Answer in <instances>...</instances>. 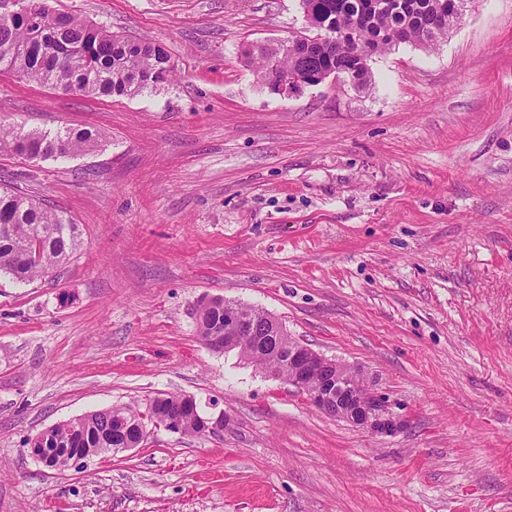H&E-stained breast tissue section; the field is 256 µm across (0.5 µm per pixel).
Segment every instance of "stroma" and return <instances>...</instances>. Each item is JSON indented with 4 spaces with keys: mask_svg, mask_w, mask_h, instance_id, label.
Masks as SVG:
<instances>
[{
    "mask_svg": "<svg viewBox=\"0 0 512 512\" xmlns=\"http://www.w3.org/2000/svg\"><path fill=\"white\" fill-rule=\"evenodd\" d=\"M163 44L176 76L93 98L0 75V124L93 127L15 183L79 224L58 277L0 278V512H512V0H467L364 90L275 94L243 62L298 0H50ZM262 308L362 367L405 428L377 437L196 332L202 296ZM222 432L153 430L62 471L42 430L158 394Z\"/></svg>",
    "mask_w": 512,
    "mask_h": 512,
    "instance_id": "1",
    "label": "stroma"
}]
</instances>
